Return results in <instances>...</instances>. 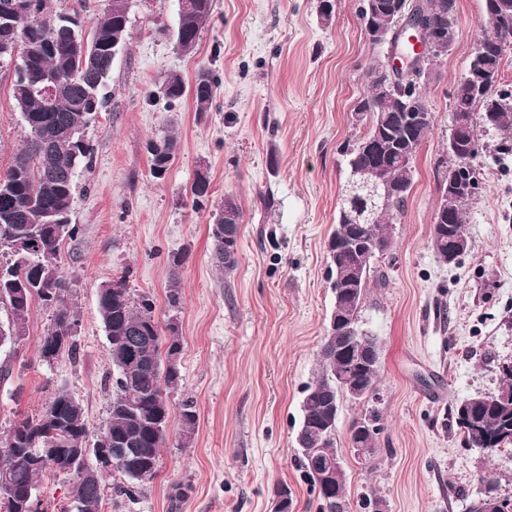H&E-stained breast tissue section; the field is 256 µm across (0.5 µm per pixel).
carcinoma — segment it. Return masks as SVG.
Instances as JSON below:
<instances>
[{
    "label": "carcinoma",
    "instance_id": "carcinoma-1",
    "mask_svg": "<svg viewBox=\"0 0 512 512\" xmlns=\"http://www.w3.org/2000/svg\"><path fill=\"white\" fill-rule=\"evenodd\" d=\"M398 0H360L359 17L365 23L375 21L392 31L398 24ZM86 0H74L68 11H45L41 0H0V68L10 64L12 56L3 49L14 47L23 56V74L14 78L12 98L21 113L27 134L23 145L14 152L5 171L0 173V240L12 233L31 236L32 250L22 262L18 256L0 264V306L12 308L7 333L25 335V324L33 302L53 308L52 328L40 340L39 357L49 361L62 352L72 358L79 348L69 335L75 324L70 302V281L61 268L62 249L74 237L76 227L70 215L76 193V171L80 163L91 158L94 148L88 138H79L91 115L108 103L107 86L115 59L114 45L127 43L129 36L128 0H108L107 7L94 30L83 28L81 12ZM212 13V0H182L174 31V48L192 51ZM512 40V23L502 24L483 19V34L476 40L469 67L453 91V118L460 116L466 124L451 128L459 154L450 166L442 169L439 181L440 200L448 199V181L463 187L451 200L446 230L432 236L431 245L437 258L448 257V239L465 236V209L476 194L481 180L478 162L481 145L476 127L483 125L497 132L494 151L499 159L512 156V87L500 85L504 55L493 52L489 44ZM56 83V93L46 96L42 88L47 80ZM216 81L211 71L201 69L195 76L192 96L196 111L207 112L213 104ZM368 99L374 104L363 109V136L349 151V172L380 169L393 192V201L370 222L350 224L339 213L335 234L350 244L344 257L330 260L333 288L344 292L335 297V309L350 316L362 309L368 288L377 273L371 266L373 255L368 243L392 246L389 227L407 203L412 184L413 162L402 156L415 155L416 139H426L434 124L431 111L414 137H403L406 109L428 106L424 89L405 77L391 79L376 64L370 73ZM176 140L172 136L147 142L150 170L160 179L174 158ZM210 237L214 265L229 274L237 265L235 240L224 237L223 214L214 216ZM98 308L104 323L108 353L116 372L112 383V402L102 428L94 434H109L112 447L119 449L112 469L125 478L117 491L133 499L142 485L157 472L160 449L170 420L169 406L163 403L166 390L177 386L180 371L165 365L161 347L165 336L155 318L150 300L131 301L123 280L103 285L98 293ZM346 336L324 335L318 351V372L304 389L300 426L331 427L325 452H336V401L340 399L338 378L342 367L338 347ZM500 392L511 397L506 406L473 403L475 425L488 431L497 448L512 447V372L504 374ZM57 416L45 419V413ZM196 424L194 406L186 403L181 412V434L189 439ZM89 438L82 405L65 389L59 390L44 409L21 419L0 440V447L11 449L7 485L16 495L38 490V479L49 470L63 466L60 457L43 460L38 449L47 441L57 440L64 448H74ZM300 467L313 490L317 491L326 512H342L346 491L345 474L336 475L331 490L319 486L316 465L309 451L301 453ZM105 469H92L74 486L80 512H101V481ZM485 492L469 506V512H485L486 495L497 488L491 474L481 475Z\"/></svg>",
    "mask_w": 512,
    "mask_h": 512
}]
</instances>
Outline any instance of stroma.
<instances>
[{"label":"stroma","mask_w":512,"mask_h":512,"mask_svg":"<svg viewBox=\"0 0 512 512\" xmlns=\"http://www.w3.org/2000/svg\"><path fill=\"white\" fill-rule=\"evenodd\" d=\"M358 7L359 0H333L326 22L319 0H213L196 49L180 54L170 37L178 0H133L108 106L87 131L94 154L77 169V233L61 259L79 357L40 361L53 310L39 302L25 336L0 349V362L13 366L11 383L0 387V439L61 388L95 432L114 377L101 285L125 279L132 300L150 299L161 326H175L180 381L168 393L159 471L132 502L115 491L122 475L109 472L102 512H271L280 486L292 512H320L296 435L334 309L324 242L336 228L348 152L364 132L354 112L371 68L388 53L370 44ZM483 10L484 0H456L458 39L426 88L434 128L415 158L393 245L373 259L386 280L371 286L361 326L380 342V380L366 401H343L338 413L344 512H468L487 472L512 499V447L483 455L464 444L455 419L461 401L498 394L502 368L512 364V157L494 161V132L477 130L488 175L466 209V254L448 266L431 246L453 89L482 33ZM202 69L218 79L209 111L196 112L191 94L164 96L170 77L189 87ZM12 81V69L0 68L1 171L26 135ZM168 133L177 150L157 179L146 142ZM200 171L210 193L198 202L191 185ZM228 194L242 223L238 263L225 275L211 260L209 233ZM176 254L184 257L178 267L170 262ZM187 401L197 414L188 440L180 435ZM374 411L375 447L357 456L350 429ZM178 483L191 492L175 508Z\"/></svg>","instance_id":"obj_1"}]
</instances>
